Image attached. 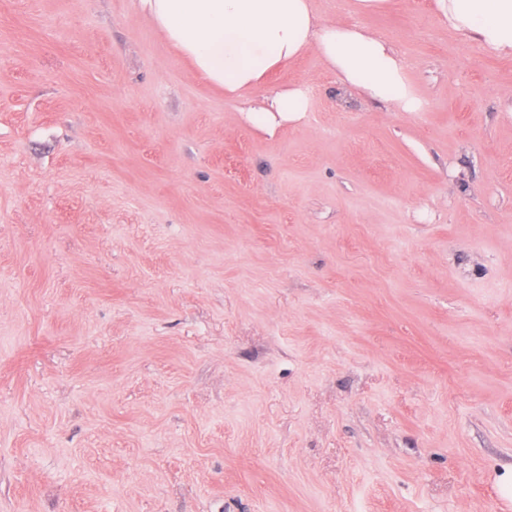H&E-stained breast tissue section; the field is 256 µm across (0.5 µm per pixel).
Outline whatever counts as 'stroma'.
Returning a JSON list of instances; mask_svg holds the SVG:
<instances>
[{
    "instance_id": "stroma-1",
    "label": "stroma",
    "mask_w": 512,
    "mask_h": 512,
    "mask_svg": "<svg viewBox=\"0 0 512 512\" xmlns=\"http://www.w3.org/2000/svg\"><path fill=\"white\" fill-rule=\"evenodd\" d=\"M312 5L422 111L311 51L269 134L138 0H0V512H512V56ZM309 109V95L305 86L296 83L269 99L267 107L251 111L249 119L260 128H272L281 122L301 119Z\"/></svg>"
}]
</instances>
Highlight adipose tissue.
I'll return each instance as SVG.
<instances>
[{
    "mask_svg": "<svg viewBox=\"0 0 512 512\" xmlns=\"http://www.w3.org/2000/svg\"><path fill=\"white\" fill-rule=\"evenodd\" d=\"M161 36L210 83L237 96L262 88L278 67L317 49L350 89L400 112L422 102L403 59L381 38L357 28L319 22L311 0H140ZM456 31L497 54L512 55V0H437ZM309 95L297 83L251 111V122L271 128L299 120Z\"/></svg>",
    "mask_w": 512,
    "mask_h": 512,
    "instance_id": "obj_1",
    "label": "adipose tissue"
}]
</instances>
